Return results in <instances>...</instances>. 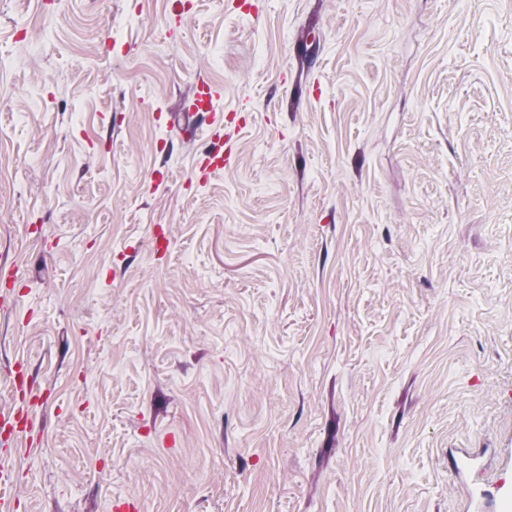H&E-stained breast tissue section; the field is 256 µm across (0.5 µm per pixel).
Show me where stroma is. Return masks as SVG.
<instances>
[{
  "label": "stroma",
  "instance_id": "obj_1",
  "mask_svg": "<svg viewBox=\"0 0 512 512\" xmlns=\"http://www.w3.org/2000/svg\"><path fill=\"white\" fill-rule=\"evenodd\" d=\"M1 294L12 512H467L450 452L512 476V0H0ZM214 94L212 85L199 78L191 88V108L186 112L188 124L194 131H198L202 123L206 124L205 133L211 140L210 149L203 154V170L225 169L234 163L232 147L223 137L222 117L213 107Z\"/></svg>",
  "mask_w": 512,
  "mask_h": 512
}]
</instances>
